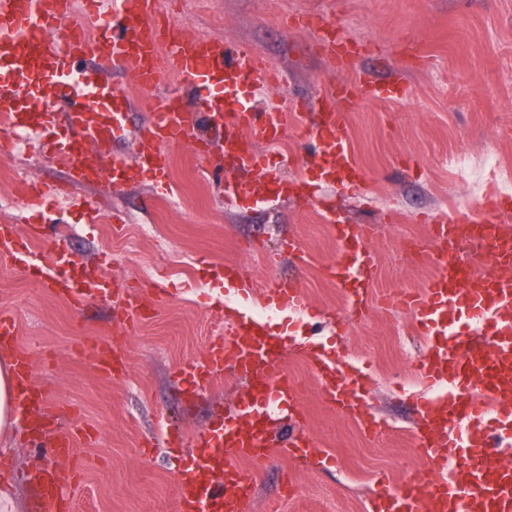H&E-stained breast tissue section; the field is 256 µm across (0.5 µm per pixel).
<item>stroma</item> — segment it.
I'll return each mask as SVG.
<instances>
[{"label":"stroma","instance_id":"obj_1","mask_svg":"<svg viewBox=\"0 0 512 512\" xmlns=\"http://www.w3.org/2000/svg\"><path fill=\"white\" fill-rule=\"evenodd\" d=\"M159 13L191 34L251 51L282 75L277 102L287 143L280 167L288 182L306 178L313 166L302 139L309 115L294 109L300 96L317 102L338 82L397 81L410 91L349 113V151L368 175L360 186L229 204L223 185L202 176L205 159L182 148L172 155L169 191H156L148 176L119 192L105 181L67 187L63 209L46 199L42 210L56 219L44 229L76 260L108 265L118 284L162 297L153 317L124 341L126 371L105 376L82 350L112 336L109 308L93 302L73 310L0 256V312L17 320L34 382L65 423L87 432L75 446L79 473L67 490L70 512H178L179 474L166 435L191 437L234 408L245 388L243 379L227 375L190 392L178 372L224 341L228 318L264 305L263 288L275 279L301 286L317 314L270 313L269 330L361 370L369 410L389 430L375 439L354 417L338 415L306 359L285 353L281 369L298 379L302 424L319 453L246 464L256 476L252 512H372L382 484L398 485L428 465L417 447L416 402L429 394L414 370L423 338L408 317L390 316L382 298L390 290L423 289L432 271L398 266L394 257L403 236L428 240L433 219L469 202L471 184L455 157L477 165L492 152L502 176L512 178V0H189L181 10L159 0ZM321 20L357 43L348 69L320 52ZM325 205L335 206L343 223L369 228L378 274L363 314L324 276L340 256L320 216ZM291 238L308 262L283 250ZM129 240L135 250L126 249ZM227 262L240 268L242 282L231 289L204 283L206 265ZM52 462L46 448L25 443L22 430L0 439V487L12 486L18 512H41L31 474ZM289 481L297 488L290 498Z\"/></svg>","mask_w":512,"mask_h":512}]
</instances>
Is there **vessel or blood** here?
I'll list each match as a JSON object with an SVG mask.
<instances>
[{
  "instance_id": "obj_1",
  "label": "vessel or blood",
  "mask_w": 512,
  "mask_h": 512,
  "mask_svg": "<svg viewBox=\"0 0 512 512\" xmlns=\"http://www.w3.org/2000/svg\"><path fill=\"white\" fill-rule=\"evenodd\" d=\"M157 0H85L82 14H73L71 0H0V112L13 123L42 134L48 119L39 103L67 93L76 102L67 116L63 140L50 143L49 152L73 154L69 181L96 182L102 173L112 177L114 190L140 181L143 173L157 176L165 188L174 149L191 146L208 152L209 138L199 136L202 120L224 133L223 154L240 167L261 172L279 182L276 170L253 142H279L283 125L271 110L236 106L244 86L266 82L267 74L254 55L229 49L223 41L208 38H161L156 31ZM95 21L101 44L74 35V28ZM322 52L345 69L356 55L354 45L324 38ZM128 74L140 96L150 102L146 122L132 126L131 110L124 91L114 88L111 74ZM175 74L190 85L205 89L201 110L185 105L180 96L162 93L167 75ZM400 85L339 83L327 88L317 109L318 120L305 127L307 138L318 143L315 170L319 180L351 185L367 176L352 160L346 116L358 102L405 96ZM133 139L135 159L117 151L118 143ZM98 140L108 147L105 168L85 164L77 154L86 141ZM57 182L35 187L19 186L27 207L40 206L52 194L63 191ZM331 236L342 255L330 264L328 274L345 288L351 305L362 308L369 301L378 262L369 248L365 227L337 223L327 216ZM471 221L439 222L434 227L435 249L429 250L432 277L422 294L407 303L415 327L426 336V352L414 363L419 377L431 387L445 388L444 396L420 401L418 446L432 473L399 486H384L374 512H512V465L499 463L498 449L512 446V420L497 418L495 432L485 422L502 401L512 400V277L497 276L500 268H512V234L500 236L488 252L492 273L477 270L458 245L468 236ZM28 241L16 225H0V254L26 271L30 280L63 297L78 309L92 298L108 299L119 313V332L84 346L83 356L99 373L121 372L123 334L146 320L151 307L139 296L113 285L97 268L71 259L63 244H45L41 264L27 260ZM267 306L275 312L312 313L302 289L276 284L266 291ZM15 319L0 314V353L14 362L18 414L29 437L52 438L58 454L71 456L81 433L73 428L57 432L55 407L33 381V362L17 344ZM225 342L211 345L204 360L187 365L180 378L188 388H205L233 365L247 386L242 395L246 408L240 419L217 418L196 432V454L180 471L177 486L179 512H249L253 476L240 461L261 463L273 454L294 457L301 448H312L306 431L287 442L270 436L273 416L297 411L295 387L281 381L280 364L287 349L301 351V344L287 345L268 333L264 323L250 317L232 324ZM311 370L331 403L340 413L357 415L372 428L376 418L367 408V389L361 373L344 369L337 360L312 358ZM41 488L43 512H62V490L69 478L56 470L36 475Z\"/></svg>"
}]
</instances>
